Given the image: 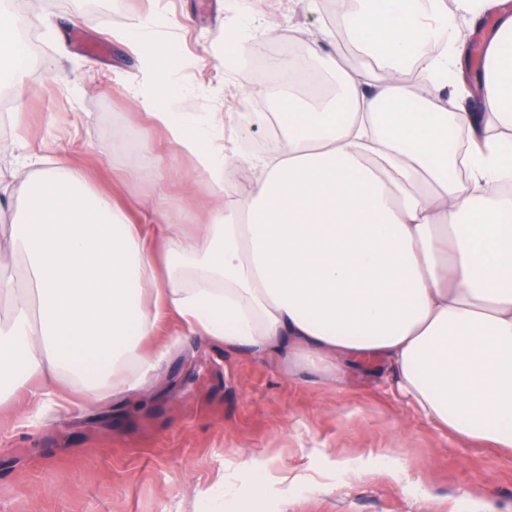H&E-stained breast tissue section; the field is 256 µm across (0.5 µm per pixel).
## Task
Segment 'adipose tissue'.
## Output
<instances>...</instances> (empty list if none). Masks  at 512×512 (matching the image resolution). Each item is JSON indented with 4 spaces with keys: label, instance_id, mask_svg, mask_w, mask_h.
Segmentation results:
<instances>
[{
    "label": "adipose tissue",
    "instance_id": "ef3b65f1",
    "mask_svg": "<svg viewBox=\"0 0 512 512\" xmlns=\"http://www.w3.org/2000/svg\"><path fill=\"white\" fill-rule=\"evenodd\" d=\"M506 0H456L495 30L476 84L482 114L440 94L469 59L445 0H340L359 64L307 40L335 93L311 103L286 88L284 112L235 116L272 153L238 154L213 112H179L164 45L136 29L120 40L142 60L143 104L191 156L211 201L185 232L160 203L131 216L86 174L58 160L25 186L0 238L23 286L0 274V406L27 416L141 390L185 335L319 364L342 383L374 358L398 393L460 441L512 449V11ZM0 0V90L25 63ZM428 87L410 92L408 75ZM248 187L230 196L231 163ZM176 323L174 335L161 331Z\"/></svg>",
    "mask_w": 512,
    "mask_h": 512
}]
</instances>
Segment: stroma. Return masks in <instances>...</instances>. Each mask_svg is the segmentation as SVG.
I'll list each match as a JSON object with an SVG mask.
<instances>
[{"label": "stroma", "mask_w": 512, "mask_h": 512, "mask_svg": "<svg viewBox=\"0 0 512 512\" xmlns=\"http://www.w3.org/2000/svg\"><path fill=\"white\" fill-rule=\"evenodd\" d=\"M230 2L29 0L38 62L25 72L28 93L11 99L17 121L0 123V174L12 177L25 158L32 175L64 158L131 208L160 200L185 231L205 223L207 188L191 178L192 158L146 119L140 59L115 34L148 15L168 28L182 60V111L268 109L270 84L243 80L224 54L237 25ZM253 3L251 55L276 46L305 57L303 42L267 35L293 26L330 31L328 50L353 60L334 0ZM83 41L101 44L102 58L85 54ZM129 135L153 146V161L126 148ZM245 465L298 483L286 498L266 483L227 499L223 512H512V454L425 420L371 367L339 387L314 366L192 337L169 350L146 392L49 403L24 419L0 409V512H194Z\"/></svg>", "instance_id": "stroma-1"}]
</instances>
